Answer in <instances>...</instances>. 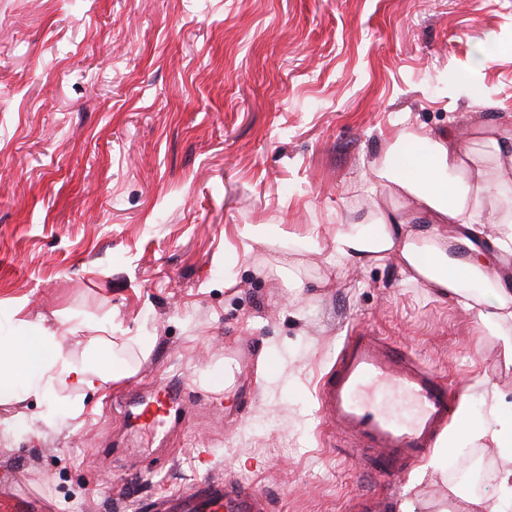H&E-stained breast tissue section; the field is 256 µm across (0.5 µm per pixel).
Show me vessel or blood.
<instances>
[{
  "instance_id": "b4317fda",
  "label": "vessel or blood",
  "mask_w": 512,
  "mask_h": 512,
  "mask_svg": "<svg viewBox=\"0 0 512 512\" xmlns=\"http://www.w3.org/2000/svg\"><path fill=\"white\" fill-rule=\"evenodd\" d=\"M404 399L401 413L383 403L381 394ZM176 388L160 380L153 396L143 401L136 419L145 426L163 422ZM321 413L337 447L373 453L375 476L396 480L403 465L424 455L447 428L457 393L383 332L355 328L346 336L319 394ZM151 512H270L267 497L247 482L206 477L188 489L158 494Z\"/></svg>"
}]
</instances>
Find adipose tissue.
<instances>
[{
    "mask_svg": "<svg viewBox=\"0 0 512 512\" xmlns=\"http://www.w3.org/2000/svg\"><path fill=\"white\" fill-rule=\"evenodd\" d=\"M492 156L465 152L452 132L407 133L388 159L373 167L376 187L399 199L368 221L337 225L330 254L337 264L368 266L395 257L407 281L438 299L451 300L474 324L503 338L512 363V122L492 127ZM79 328H30L0 336V403L44 398L65 386L97 390L128 378L129 366L93 356L73 360L64 344H82ZM493 406L480 427L470 425L467 402L448 445L480 443L496 458L495 498L486 502L457 488L439 500H404L401 512H512V401L490 385Z\"/></svg>",
    "mask_w": 512,
    "mask_h": 512,
    "instance_id": "1",
    "label": "adipose tissue"
}]
</instances>
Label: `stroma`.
<instances>
[{"label":"stroma","instance_id":"1","mask_svg":"<svg viewBox=\"0 0 512 512\" xmlns=\"http://www.w3.org/2000/svg\"><path fill=\"white\" fill-rule=\"evenodd\" d=\"M510 115L512 0H0V328L103 326L134 370L0 405V512H146L207 472L271 512L439 496L422 460L391 486L331 448L316 392L346 331L382 329L468 389L477 423L512 369L394 259L339 265L330 239L371 210L405 129L483 156ZM236 340L254 344L246 396L216 377ZM176 371L191 384L162 432L128 422ZM55 403L80 413L30 433Z\"/></svg>","mask_w":512,"mask_h":512}]
</instances>
